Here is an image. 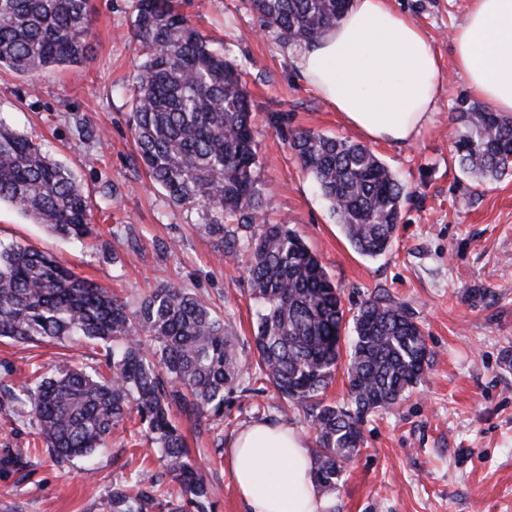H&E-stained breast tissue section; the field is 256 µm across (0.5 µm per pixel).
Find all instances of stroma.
I'll list each match as a JSON object with an SVG mask.
<instances>
[{
  "label": "stroma",
  "instance_id": "stroma-1",
  "mask_svg": "<svg viewBox=\"0 0 512 512\" xmlns=\"http://www.w3.org/2000/svg\"><path fill=\"white\" fill-rule=\"evenodd\" d=\"M85 63L31 74L0 69V119L44 143L85 190L95 236L70 243L0 204V240L31 245L112 289L129 309L155 289L181 286L209 301L236 336L241 380L224 398V418L198 434L178 417L192 463L208 470L213 512H245L226 448L259 422L295 428L316 444L304 406L277 394L255 364L257 306L247 252L232 262L201 229L198 210L151 187L132 133L134 76L144 58L132 38L136 0H90ZM425 31L449 85L433 122L405 145L371 144L410 190L390 250L356 253L288 147L312 130L361 142L301 78L298 46L263 31L250 0H179L178 8L239 67L250 93L257 187L266 219L292 227L341 291L346 313L383 296L419 325L430 350L421 381L388 409L367 414L357 453L343 466L325 512H512V176L479 181L453 160L469 91L452 60L450 35L470 0H391ZM79 365L108 374L100 349L82 341L30 348L0 341V386L19 387L36 368ZM130 419L107 448L64 465L31 458L25 473L0 464V512H101L132 470L159 471L158 448L133 441ZM23 404L0 412V457L32 443Z\"/></svg>",
  "mask_w": 512,
  "mask_h": 512
}]
</instances>
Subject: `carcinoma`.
<instances>
[{
    "label": "carcinoma",
    "mask_w": 512,
    "mask_h": 512,
    "mask_svg": "<svg viewBox=\"0 0 512 512\" xmlns=\"http://www.w3.org/2000/svg\"><path fill=\"white\" fill-rule=\"evenodd\" d=\"M349 2L251 0L264 28L294 45L336 25ZM90 32L89 0H0V69L82 64ZM132 38L145 54L133 106L139 158L173 203L200 210L201 227L224 258L243 245L251 252L258 368L283 398L310 404L315 477L334 487L359 447L361 416L394 405L421 379L430 355L421 329L389 299L362 303L353 315L350 408L317 401L341 357L345 311L317 255L288 225L265 221L251 100L237 66L211 48L176 0H137ZM457 120L458 167L493 179L511 175L512 117L463 99ZM288 145L352 247L370 258L389 251L409 192L388 167L364 145L311 130L292 134ZM2 202L61 237L91 234L88 197L69 169L0 121ZM70 336L105 347L110 375L40 374L17 392L0 388V407L24 402L42 452L59 464L106 447L135 413L143 437L161 449L165 474L196 512H210V481L188 459L171 411L200 430L223 420L224 392L243 372L224 317L183 287L159 288L131 311L51 255L0 242V338L38 347ZM163 475L135 472L131 486L112 488L106 512H180L167 500Z\"/></svg>",
    "instance_id": "1"
}]
</instances>
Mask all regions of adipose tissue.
<instances>
[{
	"instance_id": "obj_1",
	"label": "adipose tissue",
	"mask_w": 512,
	"mask_h": 512,
	"mask_svg": "<svg viewBox=\"0 0 512 512\" xmlns=\"http://www.w3.org/2000/svg\"><path fill=\"white\" fill-rule=\"evenodd\" d=\"M470 93L512 114V0H471L451 36ZM298 71L349 127L376 143L413 141L432 119L448 78L423 28L390 0H353L343 19L296 60ZM232 478L247 512H324L306 439L258 423L232 443Z\"/></svg>"
}]
</instances>
